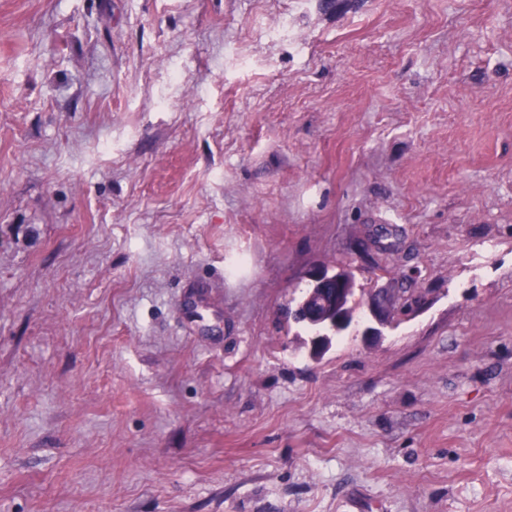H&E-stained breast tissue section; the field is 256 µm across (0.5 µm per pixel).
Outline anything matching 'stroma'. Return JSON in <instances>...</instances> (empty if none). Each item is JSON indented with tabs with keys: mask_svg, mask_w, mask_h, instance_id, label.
Instances as JSON below:
<instances>
[{
	"mask_svg": "<svg viewBox=\"0 0 512 512\" xmlns=\"http://www.w3.org/2000/svg\"><path fill=\"white\" fill-rule=\"evenodd\" d=\"M0 512H512V0H0ZM342 272L333 274L329 277V279H336V303L330 302L332 296L333 285L330 283H312L311 287L308 289L301 302L303 303V307L300 310V313H303L305 310H310L312 308L317 307L320 310V317L323 319V322L327 317H329L333 312L336 311V306H338L340 302L341 295L349 288H355V282L351 274L349 281L351 282L348 288H343L346 283V280L340 275Z\"/></svg>",
	"mask_w": 512,
	"mask_h": 512,
	"instance_id": "obj_1",
	"label": "stroma"
}]
</instances>
